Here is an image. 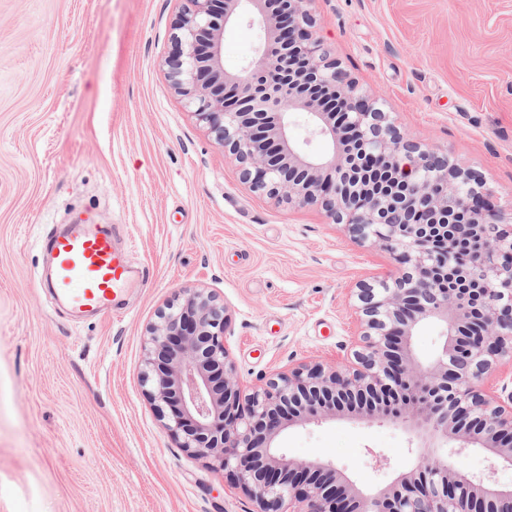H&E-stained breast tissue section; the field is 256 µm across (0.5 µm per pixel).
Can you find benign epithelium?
I'll return each instance as SVG.
<instances>
[{
  "label": "benign epithelium",
  "instance_id": "obj_1",
  "mask_svg": "<svg viewBox=\"0 0 512 512\" xmlns=\"http://www.w3.org/2000/svg\"><path fill=\"white\" fill-rule=\"evenodd\" d=\"M181 2L166 61L172 87L251 189L278 204H320L359 239L396 254L401 269L357 289L348 364L302 363L251 392L224 343V307L200 288L185 290L147 327L143 383L165 428L187 452L232 472L258 512H512V485L448 463V452L477 445L512 467V391L493 383L502 362L512 364V216L463 162L387 122L330 57L310 0ZM246 18L262 30V48L228 76L224 29ZM297 110L331 142V157L307 155L292 139L288 113ZM343 161L392 178L357 200L336 174ZM453 203L464 210L461 224L448 223ZM430 321L444 325L445 340L424 365L412 338ZM342 400L421 438L414 466L391 489L364 492L332 464L272 446L287 421L315 419Z\"/></svg>",
  "mask_w": 512,
  "mask_h": 512
}]
</instances>
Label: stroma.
<instances>
[{
  "instance_id": "35a3bbf8",
  "label": "stroma",
  "mask_w": 512,
  "mask_h": 512,
  "mask_svg": "<svg viewBox=\"0 0 512 512\" xmlns=\"http://www.w3.org/2000/svg\"><path fill=\"white\" fill-rule=\"evenodd\" d=\"M179 0H0V512H256L218 462L186 452L148 399L146 326L199 287L227 316L245 387L303 361L344 365L351 294L393 253L317 204L259 197L174 92ZM331 56L389 122L464 160L512 209V0H311ZM261 32H224V70ZM121 224L149 281L130 309L73 321L36 286L53 224ZM288 456L362 489L411 463L406 429L342 409L286 422ZM391 459L380 465L378 455Z\"/></svg>"
}]
</instances>
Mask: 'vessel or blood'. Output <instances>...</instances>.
<instances>
[{
	"label": "vessel or blood",
	"mask_w": 512,
	"mask_h": 512,
	"mask_svg": "<svg viewBox=\"0 0 512 512\" xmlns=\"http://www.w3.org/2000/svg\"><path fill=\"white\" fill-rule=\"evenodd\" d=\"M43 247L41 284L74 317L123 313L132 290L147 282L144 268L131 264L119 228L90 221L59 224Z\"/></svg>",
	"instance_id": "1"
}]
</instances>
